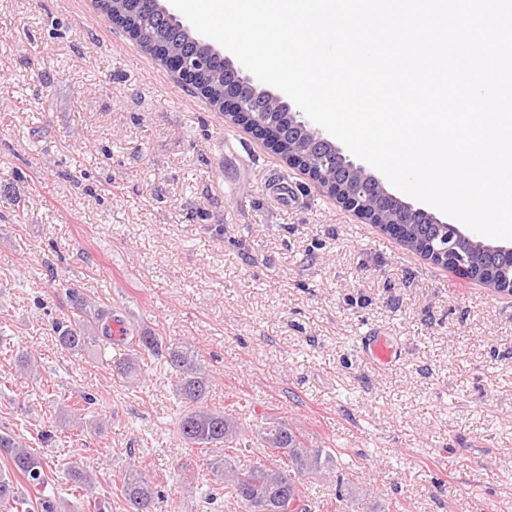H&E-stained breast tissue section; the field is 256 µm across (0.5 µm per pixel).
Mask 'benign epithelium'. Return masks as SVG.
Instances as JSON below:
<instances>
[{
    "instance_id": "obj_1",
    "label": "benign epithelium",
    "mask_w": 512,
    "mask_h": 512,
    "mask_svg": "<svg viewBox=\"0 0 512 512\" xmlns=\"http://www.w3.org/2000/svg\"><path fill=\"white\" fill-rule=\"evenodd\" d=\"M217 54L212 45L198 47L194 56L174 53L165 67L184 85L204 94L201 78H215L206 60ZM218 110L225 120L256 135L279 154L288 166L299 170L346 211L365 224H375L408 237L416 224H440L455 255L476 262L488 248L463 234L433 213L415 207L390 193L381 179L355 162L321 129L293 110L283 97L273 94L224 60V94Z\"/></svg>"
}]
</instances>
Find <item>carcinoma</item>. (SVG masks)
Here are the masks:
<instances>
[{"instance_id": "obj_1", "label": "carcinoma", "mask_w": 512, "mask_h": 512, "mask_svg": "<svg viewBox=\"0 0 512 512\" xmlns=\"http://www.w3.org/2000/svg\"><path fill=\"white\" fill-rule=\"evenodd\" d=\"M173 34L171 46L179 50L191 47V31L180 30L178 21L169 18ZM482 269L493 273L512 274V252L486 255ZM70 310L55 323L59 346L73 355L104 350L112 344V307L95 306L74 289H67ZM137 350L163 358L177 374L176 395L184 406L175 421L180 441L189 449L239 448L241 427L236 418L208 405L211 380L204 370L202 355L189 342L166 340L150 332L134 337ZM136 358H128L116 366L117 376L124 382L136 379ZM263 454L243 468L232 457L219 456L207 462L210 470L224 477V494L236 506V512H312L313 505L303 492L302 477L330 470L332 459L320 448L303 444L286 423L274 420L257 433ZM0 455L5 470H0V507L7 503L22 506L16 512H58L55 500L44 495L47 471L54 462L26 448L15 436L0 434ZM74 486L93 489L92 475L76 459L67 463ZM120 494L126 512H158L164 498L139 468H131L120 478Z\"/></svg>"}]
</instances>
